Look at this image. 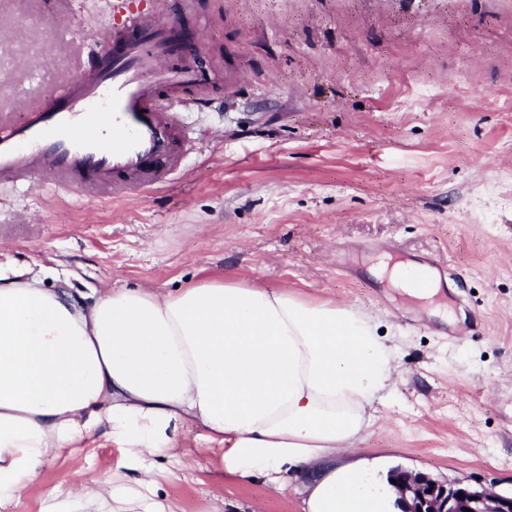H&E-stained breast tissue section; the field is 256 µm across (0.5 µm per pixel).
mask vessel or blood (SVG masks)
<instances>
[{"label": "vessel or blood", "instance_id": "1", "mask_svg": "<svg viewBox=\"0 0 512 512\" xmlns=\"http://www.w3.org/2000/svg\"><path fill=\"white\" fill-rule=\"evenodd\" d=\"M182 40L176 22L122 9L52 106L16 124L0 116V185L37 180L89 196L165 185L185 154L182 115L210 94Z\"/></svg>", "mask_w": 512, "mask_h": 512}]
</instances>
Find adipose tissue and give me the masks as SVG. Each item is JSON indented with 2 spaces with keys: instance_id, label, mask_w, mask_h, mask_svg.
Listing matches in <instances>:
<instances>
[{
  "instance_id": "ef3b65f1",
  "label": "adipose tissue",
  "mask_w": 512,
  "mask_h": 512,
  "mask_svg": "<svg viewBox=\"0 0 512 512\" xmlns=\"http://www.w3.org/2000/svg\"><path fill=\"white\" fill-rule=\"evenodd\" d=\"M379 276L416 300L421 268ZM393 350L372 318L285 289L205 277L185 287L107 288L80 302L0 262V503L94 433L124 473L46 494L40 512H183L159 497L158 459H195L186 433L223 445L225 476L303 481V512H394L376 461L337 463L374 418Z\"/></svg>"
}]
</instances>
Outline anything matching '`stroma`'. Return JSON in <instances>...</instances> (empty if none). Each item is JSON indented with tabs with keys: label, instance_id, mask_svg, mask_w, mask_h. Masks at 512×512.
Segmentation results:
<instances>
[{
	"label": "stroma",
	"instance_id": "obj_1",
	"mask_svg": "<svg viewBox=\"0 0 512 512\" xmlns=\"http://www.w3.org/2000/svg\"><path fill=\"white\" fill-rule=\"evenodd\" d=\"M194 2L212 93L185 115L176 179L103 198L0 185V253L79 298L221 276L367 313L395 359L360 455L512 494V0ZM0 15L8 117L59 96L112 24L109 0H0ZM392 249L446 263L438 307L372 273ZM186 445L201 469L158 476L185 512H301L297 481L233 480L217 445ZM119 459L92 436L0 512H40Z\"/></svg>",
	"mask_w": 512,
	"mask_h": 512
}]
</instances>
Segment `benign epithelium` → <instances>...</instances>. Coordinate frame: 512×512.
<instances>
[{
    "instance_id": "obj_1",
    "label": "benign epithelium",
    "mask_w": 512,
    "mask_h": 512,
    "mask_svg": "<svg viewBox=\"0 0 512 512\" xmlns=\"http://www.w3.org/2000/svg\"><path fill=\"white\" fill-rule=\"evenodd\" d=\"M394 480L400 512H512V495L491 494L462 481L441 482L402 471Z\"/></svg>"
}]
</instances>
